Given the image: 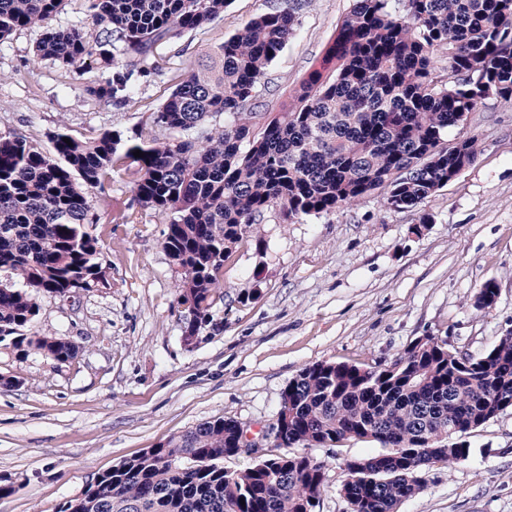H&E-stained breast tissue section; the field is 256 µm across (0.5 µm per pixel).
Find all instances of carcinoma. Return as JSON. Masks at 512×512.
<instances>
[{
    "label": "carcinoma",
    "mask_w": 512,
    "mask_h": 512,
    "mask_svg": "<svg viewBox=\"0 0 512 512\" xmlns=\"http://www.w3.org/2000/svg\"><path fill=\"white\" fill-rule=\"evenodd\" d=\"M94 32L54 26L65 0H0V43L42 34L31 64L108 73L88 99L125 107L163 72L161 50L224 17L228 0H83ZM295 3L250 20L185 69L130 139L113 131L49 136L52 151L0 136V354L52 367L78 346L32 330L43 294L108 288L89 192L132 178L137 202L167 220L164 248L179 269L181 330L224 327V262L266 212L288 221L330 214L378 190L395 210L418 208L477 159V139L445 144L487 99L512 100V0H354L322 63L257 132L252 109L268 68L295 33ZM448 63L441 78L435 58ZM224 117L222 123L210 120ZM70 139L65 143L64 139ZM140 150L143 156L133 152ZM493 280L475 306H492ZM512 409V333L465 364L437 336H420L389 364L316 362L289 381L268 452L245 453L241 422L218 417L99 474L57 512H315L325 465L306 449L371 438L383 451L342 460L350 512H397L425 471L470 448L462 435Z\"/></svg>",
    "instance_id": "1"
}]
</instances>
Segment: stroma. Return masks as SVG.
Here are the masks:
<instances>
[{
    "label": "stroma",
    "mask_w": 512,
    "mask_h": 512,
    "mask_svg": "<svg viewBox=\"0 0 512 512\" xmlns=\"http://www.w3.org/2000/svg\"><path fill=\"white\" fill-rule=\"evenodd\" d=\"M283 0H231L206 33L174 39L164 73L150 76L139 102L90 105L84 80L50 62L32 66L36 28L0 44V135H24L51 150V132L77 138L110 130L130 136L210 45ZM353 0H302L296 35L272 62L256 98L255 127L279 112L318 67ZM474 136L476 161L419 209L388 208L380 193L330 215L290 222L267 212L252 238L224 263V328L197 346L182 343L178 277L164 249L166 219L136 207L131 224L97 210L110 289L40 299L36 330L80 347L55 369L40 358L0 357V482L14 495L0 512H56L94 478L168 437L220 416L261 428L274 421L281 393L307 365H384L430 335L479 356L512 332V100L492 97L449 139ZM495 281L487 309L478 290ZM259 289L257 299L242 293ZM468 458L436 466L397 512H512V411L468 432ZM372 440L312 449L327 464L316 512H350L340 492L342 459L381 452Z\"/></svg>",
    "instance_id": "obj_1"
}]
</instances>
